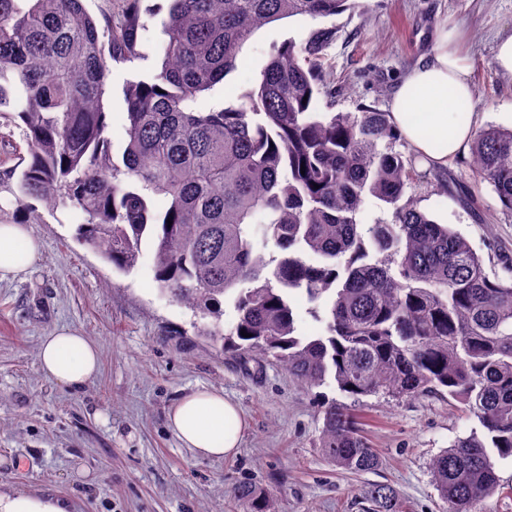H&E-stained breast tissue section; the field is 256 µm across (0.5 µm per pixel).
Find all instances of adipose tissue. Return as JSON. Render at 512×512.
Returning <instances> with one entry per match:
<instances>
[{"label":"adipose tissue","mask_w":512,"mask_h":512,"mask_svg":"<svg viewBox=\"0 0 512 512\" xmlns=\"http://www.w3.org/2000/svg\"><path fill=\"white\" fill-rule=\"evenodd\" d=\"M470 71L458 49L457 30L439 32L432 54L398 83L389 101L390 120L402 141L431 166L446 168L463 155L475 132L474 120H459V105L471 104ZM41 244L29 225L0 223V281L26 274ZM42 372L70 389L84 387L100 368V349L78 331L62 328L43 337ZM169 425L195 455L221 458L236 452L245 422L223 392L197 389L183 395L168 414Z\"/></svg>","instance_id":"adipose-tissue-1"}]
</instances>
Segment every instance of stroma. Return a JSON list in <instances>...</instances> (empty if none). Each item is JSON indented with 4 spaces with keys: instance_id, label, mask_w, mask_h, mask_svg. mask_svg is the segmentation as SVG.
<instances>
[{
    "instance_id": "35a3bbf8",
    "label": "stroma",
    "mask_w": 512,
    "mask_h": 512,
    "mask_svg": "<svg viewBox=\"0 0 512 512\" xmlns=\"http://www.w3.org/2000/svg\"><path fill=\"white\" fill-rule=\"evenodd\" d=\"M163 0H142L138 58L113 63L103 96L114 155L125 142L128 83L160 71ZM458 27L475 96L478 127H512V76L496 65L500 37L512 33V0H352L327 18L287 17L259 28L243 46L236 71L201 92V108L220 107L252 87L271 54L288 40L332 27L326 82L333 111H386L408 69L431 54L436 32ZM469 156L443 177L475 186L479 211L422 183L406 190L418 208L461 233L483 256L489 275L502 272L495 255L512 253V214L490 186L475 184ZM31 231L42 244L31 271L0 282V494L52 495L71 512H242L243 483L276 492L283 512H362V489L386 482L398 512H444L429 464L473 420L448 402L354 399L335 387L321 393L358 416L376 449L377 471L336 468L319 447L322 416L316 395L280 366L243 363L196 336L195 316L161 294L152 270L153 244L129 272L112 267L77 239L63 205H43ZM70 327L96 341L101 368L83 389L69 390L40 370L41 340ZM214 389L241 408L245 427L236 455L196 456L168 426L183 394Z\"/></svg>"
}]
</instances>
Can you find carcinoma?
<instances>
[{
	"mask_svg": "<svg viewBox=\"0 0 512 512\" xmlns=\"http://www.w3.org/2000/svg\"><path fill=\"white\" fill-rule=\"evenodd\" d=\"M347 3L171 0L161 71L125 90L118 162L102 97L112 62L139 56L140 0L99 19L83 0H0V116L20 124L26 146L6 171L18 177L16 219L35 224L38 205L60 201L82 216L77 239L120 271L152 237L160 290L211 318L197 335L307 387L332 379L357 400L455 399L480 430L433 458L432 480L447 512H484L495 459L512 458V275L489 277L466 238L406 196L432 172L395 150L389 113L318 111L334 28L283 44L240 103L197 105L258 28L335 16ZM470 156L512 213V128L475 132ZM155 196L168 200L164 211ZM371 199L391 222H360ZM293 291L320 335L297 333ZM321 413L319 448L336 467L380 466L351 409L324 400ZM362 496L371 512H396L389 484ZM235 498L246 512H283L277 495L250 484Z\"/></svg>",
	"mask_w": 512,
	"mask_h": 512,
	"instance_id": "1",
	"label": "carcinoma"
}]
</instances>
